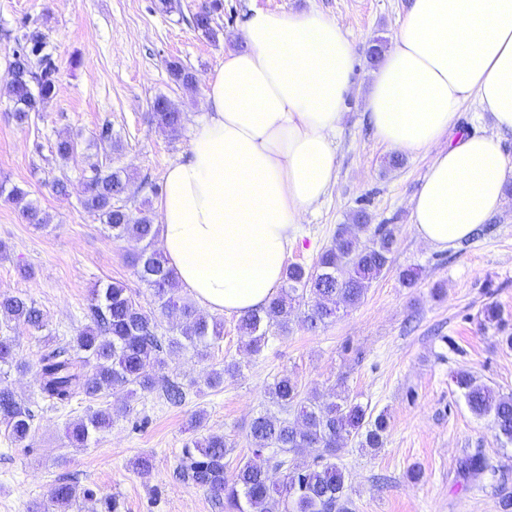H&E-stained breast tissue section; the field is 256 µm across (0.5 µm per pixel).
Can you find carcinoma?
Listing matches in <instances>:
<instances>
[{
    "label": "carcinoma",
    "mask_w": 512,
    "mask_h": 512,
    "mask_svg": "<svg viewBox=\"0 0 512 512\" xmlns=\"http://www.w3.org/2000/svg\"><path fill=\"white\" fill-rule=\"evenodd\" d=\"M218 9L219 0H212L193 16L195 30L208 39L215 40L223 32L214 21ZM46 48L45 35L22 23L9 63L12 112L21 123L55 95L57 68ZM169 71L183 86L195 87V76L179 63H170ZM152 116L156 126L171 136L181 133L185 116L170 99L155 98ZM131 183L126 171L92 163L82 205L105 224L112 237L140 244L132 264L140 281L149 287L154 307L142 305L120 283L94 291L86 313L89 323L71 342L43 354L37 370L40 395L52 405H67L79 395L96 403L67 426V441L76 448L87 447L111 428L114 412L107 398L116 391L151 392L160 385L167 401L182 403L184 384L160 378L148 368L165 369L167 357L180 350L190 349L204 360L224 338L223 321L201 312L180 295L173 269L154 248L158 225L144 212L135 214L127 206ZM22 217L29 224L48 223L47 216L31 202L22 207ZM369 220L366 211H357L352 223L338 228L313 269L288 265L283 285L268 306L239 318L238 329L248 353H260L275 334L288 332L294 312L298 325L314 333L335 322L340 308L362 301L370 284L389 271L396 242L394 228ZM1 316L37 331L47 325L44 312L20 294L0 293ZM161 316L178 319L174 329L179 335L158 334ZM12 367L23 369L25 364L19 362L12 337L0 336V377ZM240 371L238 362H226L220 369L207 371L204 383L217 388ZM453 382L471 412L488 420L496 440L512 444V393L479 381L467 370L457 371ZM266 394L285 416L266 409L252 420V456L237 465L232 478L226 476L229 445L217 434L184 445L177 474L205 490L228 512H353L346 471L331 458L352 441L361 449L383 447L389 429L387 415L374 413L345 390L303 398L297 382L288 376L275 379ZM32 417L30 408L10 389L0 388V423L6 424L14 441L28 439ZM307 448L321 449L317 464L302 469L291 465L288 455ZM461 468L474 479L488 471L480 455L466 458ZM272 470L285 471L281 483L271 480ZM80 498L91 500L94 493L62 480L55 484L50 503L54 512H70Z\"/></svg>",
    "instance_id": "cac0c4a2"
}]
</instances>
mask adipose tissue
<instances>
[{
  "mask_svg": "<svg viewBox=\"0 0 512 512\" xmlns=\"http://www.w3.org/2000/svg\"><path fill=\"white\" fill-rule=\"evenodd\" d=\"M241 37L210 78L207 116L157 202L160 247L182 288L239 316L278 292L297 225L336 181L355 56L320 12L254 10ZM471 97L494 133L458 128ZM364 102L387 147L437 151L410 200L417 238L445 249L470 237L503 208L512 181L501 138L512 132V0H410Z\"/></svg>",
  "mask_w": 512,
  "mask_h": 512,
  "instance_id": "1",
  "label": "adipose tissue"
}]
</instances>
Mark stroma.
Here are the masks:
<instances>
[{"mask_svg": "<svg viewBox=\"0 0 512 512\" xmlns=\"http://www.w3.org/2000/svg\"><path fill=\"white\" fill-rule=\"evenodd\" d=\"M203 0H174L170 12L154 0H0V182L18 185L50 221L25 222L18 206L0 197V293H22L46 314L40 333L0 320V336L14 337L22 370L7 380L33 412L31 433L13 442L0 423V512H29L48 504L58 477L117 501L118 512H217L210 496L174 471L182 449L200 432L223 435L231 444L228 468L251 454L249 427L266 405L265 389L277 377L297 380L302 395L343 388L390 426L383 448L348 446L339 451L351 486L355 512H498L493 475L512 482V446H502L487 420L468 409L452 376L467 370L479 380L512 392V198L470 239L441 250L418 240L411 227L410 199L435 150L410 155L401 168H388L389 148L378 141L363 108L362 93L372 67L370 40H392L408 0H221L215 20L224 30L211 41L195 31L192 18ZM254 9L273 12L315 10L343 27L356 47L353 92L348 95L336 135L338 177L326 197L304 214L297 244L287 260L312 267L329 247L339 225L358 210L372 223L396 231L391 271L373 281L364 299L341 312L336 322L309 333L292 328L271 339L259 355L247 354L236 316L224 319V338L207 361L192 351L171 357L167 378L189 384L185 402L170 405L160 392L114 393L116 411L98 443L70 447L69 422L85 416L90 403L75 397L54 407L41 400L37 368L48 344L69 342L85 323L92 291L124 284L142 305H150L131 258L138 245L112 238L82 206L89 165L110 160L133 174L141 200L157 203L151 186L164 183L170 163L186 157L194 128L206 113L205 89L229 52L242 45L241 23ZM37 22L48 36L57 66V93L29 124H17L8 96V65L14 43L6 31L21 21ZM181 62L197 77L185 89L170 76ZM167 97L185 114L184 129L172 137L151 120L152 101ZM112 127L111 145L95 136ZM75 135L79 146L68 160L55 152L59 137ZM68 184L55 194L54 180ZM415 266L420 278L404 287L397 272ZM496 304L501 322H483L481 311ZM235 360L240 376L210 389L206 370ZM480 453L490 474L465 478L461 461ZM149 458V470L136 469ZM421 471L412 479V471Z\"/></svg>", "mask_w": 512, "mask_h": 512, "instance_id": "35a3bbf8", "label": "stroma"}]
</instances>
